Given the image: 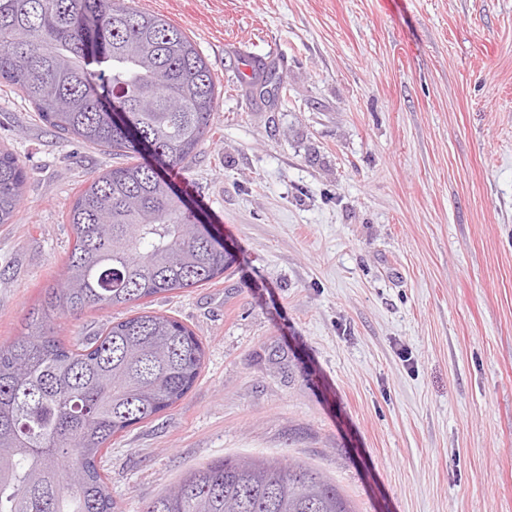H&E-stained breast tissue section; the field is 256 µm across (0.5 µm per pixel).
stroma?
<instances>
[{"instance_id": "stroma-1", "label": "stroma", "mask_w": 512, "mask_h": 512, "mask_svg": "<svg viewBox=\"0 0 512 512\" xmlns=\"http://www.w3.org/2000/svg\"><path fill=\"white\" fill-rule=\"evenodd\" d=\"M135 5L220 82L212 139L169 177L237 261L61 321L72 344L152 312L204 345L186 396L105 450L116 512L228 455L306 461L356 512H512V0ZM0 149L28 173L0 225L3 343L60 277L78 191L125 158L1 86ZM256 67L259 71L258 75L261 78V82L266 86L271 85L273 91L276 92V94H273V97H275L274 100L278 98L279 92H282L283 89L286 96L287 88L284 86L283 78L278 74L275 63L266 62L264 59L260 58L256 60Z\"/></svg>"}]
</instances>
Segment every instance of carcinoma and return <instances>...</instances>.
Here are the masks:
<instances>
[{
    "label": "carcinoma",
    "mask_w": 512,
    "mask_h": 512,
    "mask_svg": "<svg viewBox=\"0 0 512 512\" xmlns=\"http://www.w3.org/2000/svg\"><path fill=\"white\" fill-rule=\"evenodd\" d=\"M276 93L275 64L256 60ZM0 85L61 136L130 162L94 178L68 213L75 245L24 332L0 343V512H115L102 450L172 408L200 375L204 347L162 314L108 325L70 348L57 319L205 285L232 254L164 170L213 136L214 74L179 27L127 0H0ZM128 109L119 123L103 100ZM28 174L0 151V224L15 223ZM143 512H352L314 468L226 457L186 475Z\"/></svg>",
    "instance_id": "carcinoma-1"
}]
</instances>
